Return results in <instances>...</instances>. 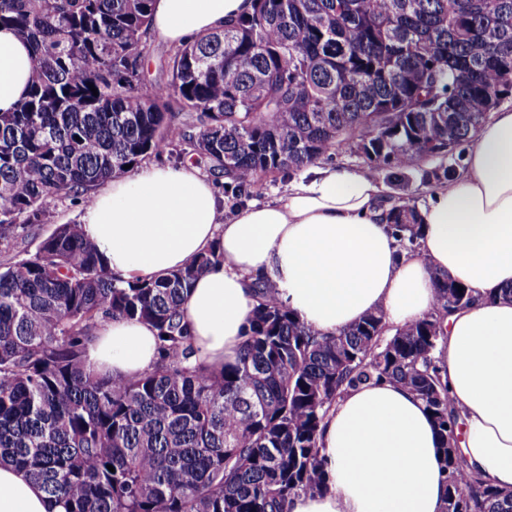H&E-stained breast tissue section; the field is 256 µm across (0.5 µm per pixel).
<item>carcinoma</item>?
Instances as JSON below:
<instances>
[{
  "label": "carcinoma",
  "mask_w": 512,
  "mask_h": 512,
  "mask_svg": "<svg viewBox=\"0 0 512 512\" xmlns=\"http://www.w3.org/2000/svg\"><path fill=\"white\" fill-rule=\"evenodd\" d=\"M152 5L0 0V26L33 53L26 96L0 113L1 246L27 238L54 199L87 200L176 143L237 200L343 150L395 180L439 158L423 183L443 184L456 149L512 97V0H253L250 14L169 49V82L145 91ZM388 228L415 250L412 199L394 201ZM221 258L211 249L128 280L71 223L0 264V464L63 512H288L325 486L321 428L343 392L394 381L434 417L443 512H512V492L469 468L437 365L444 319L474 304L468 290L437 273L436 307L394 334L371 312L322 336L262 282L236 362L213 370L195 363L183 306ZM114 319L155 331L151 370L88 365Z\"/></svg>",
  "instance_id": "1"
}]
</instances>
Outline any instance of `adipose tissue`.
Returning <instances> with one entry per match:
<instances>
[{
	"instance_id": "adipose-tissue-1",
	"label": "adipose tissue",
	"mask_w": 512,
	"mask_h": 512,
	"mask_svg": "<svg viewBox=\"0 0 512 512\" xmlns=\"http://www.w3.org/2000/svg\"><path fill=\"white\" fill-rule=\"evenodd\" d=\"M252 0H155L151 28L179 45L252 10ZM31 49L0 28V112L12 111L31 79ZM392 205L368 172L316 171L274 201L224 214V199L191 166L149 165L94 193L81 221L112 271L126 279L180 269L211 248L222 260L199 277L184 317L198 357L220 369L238 357L257 303L253 285L270 278L278 298L315 331L332 335L383 312L404 327L435 305L433 272L448 273L475 297L451 314L438 357L463 418L462 451L493 486L512 490V111L476 133L466 168L419 207L420 246L397 254L387 231ZM99 373L151 368L155 333L135 320L99 328L87 354ZM327 491L296 497L290 512H441L446 496L434 419L395 382L348 390L320 437ZM0 512H59L23 470L0 465Z\"/></svg>"
}]
</instances>
